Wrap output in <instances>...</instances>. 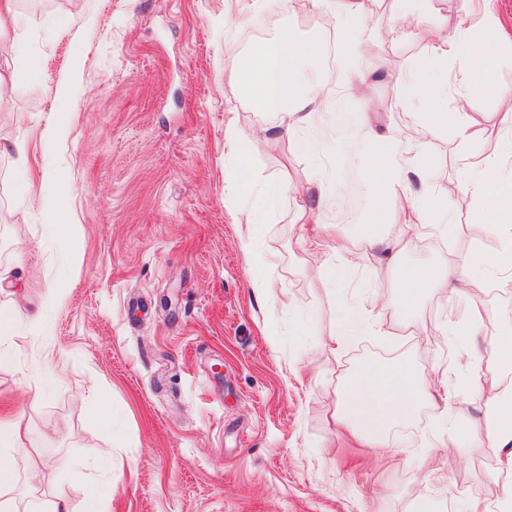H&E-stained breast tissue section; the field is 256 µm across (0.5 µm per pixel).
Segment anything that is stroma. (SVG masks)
<instances>
[{
	"mask_svg": "<svg viewBox=\"0 0 512 512\" xmlns=\"http://www.w3.org/2000/svg\"><path fill=\"white\" fill-rule=\"evenodd\" d=\"M23 42L0 58V305L41 314L19 319L0 363V418L21 417L28 433L19 472L42 471L31 496L68 500L82 512L90 484L107 488V512H408L414 498L443 506L464 496L512 512L496 479L497 449L428 448L439 413L424 405L395 424L394 448H360L332 422L345 372L403 358L448 373L451 417L480 425L484 397L470 387L475 347L454 341L460 299L430 290L416 314L388 311V334L348 337L338 354L340 301L385 291L391 278L364 255L334 294L312 279L322 258L308 250L309 225L291 195L264 225L260 245L275 286L253 295L237 222L251 201L236 198L224 155V124L256 120L233 81L239 56L282 29L321 39L318 13L283 0H16ZM243 23L225 27L226 17ZM395 14L358 25L398 71L425 55ZM34 66V82H12ZM69 127L51 148L45 129ZM30 144L33 191L19 198L12 145ZM318 166L281 138L255 151L250 173L295 181L325 174L362 181L358 156L372 149L359 130ZM424 158L440 184L454 183L464 145L423 133ZM72 225L51 232L48 204ZM458 234L410 238L399 265L439 268L495 246L460 214ZM65 294L63 306L46 302ZM276 335H268V322ZM113 407L112 425L94 414ZM111 464H104V456Z\"/></svg>",
	"mask_w": 512,
	"mask_h": 512,
	"instance_id": "1",
	"label": "stroma"
}]
</instances>
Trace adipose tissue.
<instances>
[{
    "label": "adipose tissue",
    "mask_w": 512,
    "mask_h": 512,
    "mask_svg": "<svg viewBox=\"0 0 512 512\" xmlns=\"http://www.w3.org/2000/svg\"><path fill=\"white\" fill-rule=\"evenodd\" d=\"M398 2L401 21L411 22L417 38L433 52L412 62L399 76L397 106L419 113L427 131L467 144L458 162L459 181L451 189L434 182L419 137L408 132L396 139L379 126L380 115L369 100L376 84L388 73L380 69L369 45L354 37L357 20L370 12L373 0H300L301 11H321L338 23V51L356 59L358 65L335 102L329 103L323 99L319 83L304 71L306 63L321 55V45L315 40L297 38L285 29L258 42L239 59L234 83L239 96L252 105L257 124L245 130L235 119H228L224 154L236 161L239 197L256 200L240 231L245 272L254 293H269L272 283L258 237L261 225L278 211L287 191L299 199L310 223L318 225L312 245L322 254L323 262L316 274L336 288L351 280L362 249L372 250L379 261L393 264L403 241L418 234L446 232L458 214H470L496 240V248L475 251L442 270L426 265L395 266L389 295L347 306L344 325L349 329L372 327L382 333L388 309L414 314L431 289L464 295V308L452 327L455 339L491 337L471 373L472 389L481 392L489 368L512 370V324L496 320L485 304L490 291L512 289V113H498L493 127L478 128L466 109L477 98L512 97V90L499 84L496 72L502 44L512 43V23H503L493 15L481 21L463 15L450 25L439 15L430 14L424 0ZM452 93L459 106L455 112L447 107ZM352 97L365 100L361 112H348L346 103ZM326 116L334 122L336 132L354 125L375 145L372 153L359 159L371 183L373 223L359 241L345 235L338 225L320 224V211L328 199L324 181L314 179L302 186L289 178L261 183L249 175L251 155L259 146L317 126ZM447 384V378L424 375L405 359L365 363L346 379L336 397V426L362 447H388L395 420L409 416L421 403L437 396L444 404L452 403L454 395ZM23 436L22 420L0 422V512H71L62 498L21 504L12 497L17 481L31 485L39 477L34 468L23 476L17 473L14 454L22 447ZM448 441L457 448L480 442L506 451L503 491L512 500V380L494 385L481 428L449 420Z\"/></svg>",
    "instance_id": "adipose-tissue-1"
}]
</instances>
